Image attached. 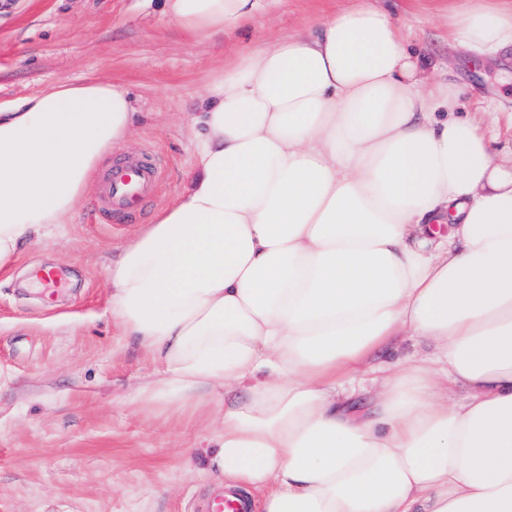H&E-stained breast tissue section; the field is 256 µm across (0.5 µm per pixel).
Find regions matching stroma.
<instances>
[{
    "label": "stroma",
    "instance_id": "35a3bbf8",
    "mask_svg": "<svg viewBox=\"0 0 512 512\" xmlns=\"http://www.w3.org/2000/svg\"><path fill=\"white\" fill-rule=\"evenodd\" d=\"M351 0H279L234 33L196 39L163 0H0V107L66 80L126 89L136 118L105 168L137 152L162 172L131 214L89 199L73 223L25 245L0 273V512H202L214 484L204 451L221 431L223 398L195 411L143 405L154 367L108 309L106 267L176 202L195 166L192 119L204 87L239 53L308 34ZM389 12L434 79L462 92L461 111L497 114L493 153L512 149V56L478 57L448 36L471 0H372ZM53 268V297L31 278Z\"/></svg>",
    "mask_w": 512,
    "mask_h": 512
}]
</instances>
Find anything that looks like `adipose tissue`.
I'll list each match as a JSON object with an SVG mask.
<instances>
[{"instance_id":"obj_1","label":"adipose tissue","mask_w":512,"mask_h":512,"mask_svg":"<svg viewBox=\"0 0 512 512\" xmlns=\"http://www.w3.org/2000/svg\"><path fill=\"white\" fill-rule=\"evenodd\" d=\"M275 2L166 9L206 38ZM451 36L511 51L512 0ZM460 95L370 0L244 52L200 97L189 187L108 266L112 315L155 366L139 400L227 394L208 472L263 512H512V152L493 158ZM133 119L97 80L0 109V270L72 223ZM401 336L434 349L353 409Z\"/></svg>"}]
</instances>
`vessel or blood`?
Segmentation results:
<instances>
[{
  "instance_id": "obj_1",
  "label": "vessel or blood",
  "mask_w": 512,
  "mask_h": 512,
  "mask_svg": "<svg viewBox=\"0 0 512 512\" xmlns=\"http://www.w3.org/2000/svg\"><path fill=\"white\" fill-rule=\"evenodd\" d=\"M158 181L157 165L147 154H139L113 168L102 189V198L112 215H125L155 191Z\"/></svg>"
}]
</instances>
